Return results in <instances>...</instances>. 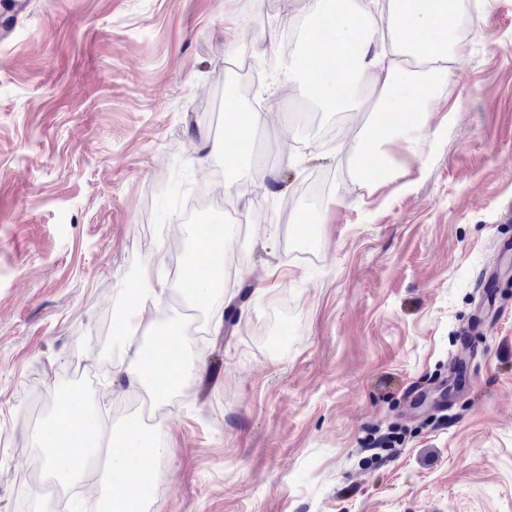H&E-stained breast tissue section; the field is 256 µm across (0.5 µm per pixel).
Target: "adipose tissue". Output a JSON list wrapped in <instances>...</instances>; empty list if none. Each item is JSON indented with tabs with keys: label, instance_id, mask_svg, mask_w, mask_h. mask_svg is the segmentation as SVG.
Here are the masks:
<instances>
[{
	"label": "adipose tissue",
	"instance_id": "adipose-tissue-1",
	"mask_svg": "<svg viewBox=\"0 0 512 512\" xmlns=\"http://www.w3.org/2000/svg\"><path fill=\"white\" fill-rule=\"evenodd\" d=\"M294 40V50L280 65L285 82L300 94L313 93L311 74L327 59H335L333 81L315 93L320 108L336 113L372 109L373 119L366 121L347 149L358 161L360 173H367L366 163L373 159L383 178L400 175L406 162L390 153V146L411 142L413 136L428 131L426 106L436 88L450 82L452 63L461 55L463 44L450 0H307ZM403 85L415 92L404 117L379 123L378 114L387 111L396 89ZM179 280L188 284L182 295L192 308L205 311L224 280V272L188 265ZM138 281L136 304L113 310V320L121 324L122 333L113 339L112 354L123 383L158 407L187 385L196 367L195 340L182 327L167 339L158 335L154 314L166 306L174 282L161 276L151 263L139 269ZM151 352L166 357L169 369L176 371L170 386L157 385L149 376L145 359ZM50 393L55 413L36 435L48 486L35 492V512H50L57 491L94 474L99 477L97 512H144L160 476L155 464L168 455L165 445L152 439L149 425L132 420L123 430H112L100 422L99 408L77 405L72 396L55 387ZM67 427L77 443L62 466L54 433ZM111 441L138 449L143 460L141 469L127 474L119 492L112 489V476L125 472L126 460L118 453L101 454Z\"/></svg>",
	"mask_w": 512,
	"mask_h": 512
}]
</instances>
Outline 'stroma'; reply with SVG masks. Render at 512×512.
<instances>
[{
    "label": "stroma",
    "mask_w": 512,
    "mask_h": 512,
    "mask_svg": "<svg viewBox=\"0 0 512 512\" xmlns=\"http://www.w3.org/2000/svg\"><path fill=\"white\" fill-rule=\"evenodd\" d=\"M224 2L14 0L0 31V512H31L51 385L122 426L112 308L143 264L170 266L224 170L206 144L244 61L243 109L292 125L260 129L224 188L250 222L230 227L200 367L157 413L150 512H512V0L469 26L408 174L375 186L324 135L352 117L280 89L283 0Z\"/></svg>",
    "instance_id": "35a3bbf8"
}]
</instances>
